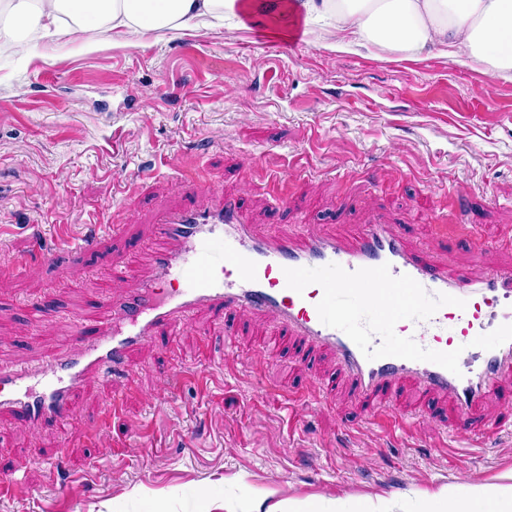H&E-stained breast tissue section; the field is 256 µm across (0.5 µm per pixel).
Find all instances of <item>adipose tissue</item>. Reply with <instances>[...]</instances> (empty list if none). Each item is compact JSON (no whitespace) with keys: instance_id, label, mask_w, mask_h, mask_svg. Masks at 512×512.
I'll return each instance as SVG.
<instances>
[{"instance_id":"1","label":"adipose tissue","mask_w":512,"mask_h":512,"mask_svg":"<svg viewBox=\"0 0 512 512\" xmlns=\"http://www.w3.org/2000/svg\"><path fill=\"white\" fill-rule=\"evenodd\" d=\"M227 19L275 42L322 25L339 52L434 50L512 79V0H5L0 34L21 53L31 33L74 42L90 29L178 31ZM419 512H512V485L442 487L422 498Z\"/></svg>"}]
</instances>
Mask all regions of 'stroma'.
Listing matches in <instances>:
<instances>
[{
    "label": "stroma",
    "mask_w": 512,
    "mask_h": 512,
    "mask_svg": "<svg viewBox=\"0 0 512 512\" xmlns=\"http://www.w3.org/2000/svg\"><path fill=\"white\" fill-rule=\"evenodd\" d=\"M227 198L261 235L300 222L351 244L366 224H397L428 261L512 267L495 244L512 232V81L433 51L338 52L320 30L288 43L230 23L34 37L0 61V365L66 355L68 312L102 324L105 296L154 278L145 244L163 212ZM90 222L93 251L29 259L37 239ZM116 257L135 278L113 282ZM269 329L203 307L131 350L134 380L87 379L68 426L0 409V479L27 487L0 512H224L263 497L348 512L366 496L415 512L419 492L512 471V383L452 428L449 399L406 387L367 404L328 350L283 331L266 352ZM204 348L203 382L171 379ZM385 408L410 428L386 426Z\"/></svg>",
    "instance_id": "35a3bbf8"
}]
</instances>
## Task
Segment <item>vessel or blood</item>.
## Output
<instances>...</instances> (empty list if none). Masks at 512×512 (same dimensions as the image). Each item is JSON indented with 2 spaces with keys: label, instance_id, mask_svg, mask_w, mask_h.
I'll list each match as a JSON object with an SVG mask.
<instances>
[{
  "label": "vessel or blood",
  "instance_id": "vessel-or-blood-1",
  "mask_svg": "<svg viewBox=\"0 0 512 512\" xmlns=\"http://www.w3.org/2000/svg\"><path fill=\"white\" fill-rule=\"evenodd\" d=\"M156 234L164 242L152 254L156 280L144 282L120 306L104 298L108 333L75 318L79 347L72 355L39 366L1 368V408L27 423L67 425L70 402L87 378L126 372L130 347L174 333L204 306L263 314L304 345L329 349L359 395L369 397L409 383L424 394L449 397L456 425L478 412L491 389L512 381V340L492 350L473 344L476 337L512 324V268L469 277L426 263L406 247L400 227L391 224L366 225L352 246L308 232L296 241L260 237L230 201L170 214L157 224ZM331 263L349 271L385 264L392 276L412 277L429 295L465 300V307L445 305L429 319L403 320L395 326L397 335L422 347L460 350L459 373L428 361L367 359L343 331L323 324L317 311L322 287L311 284L295 292L288 288L284 271Z\"/></svg>",
  "mask_w": 512,
  "mask_h": 512
}]
</instances>
